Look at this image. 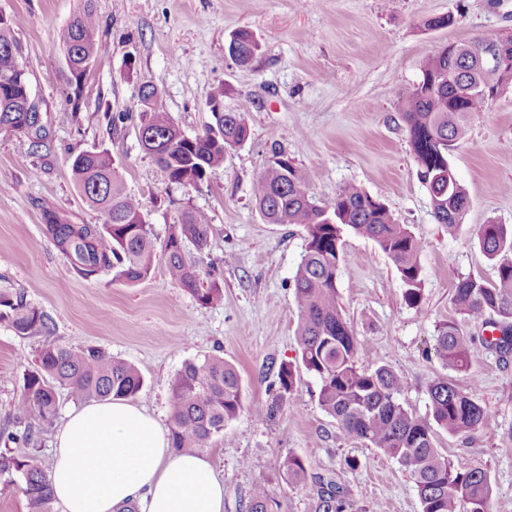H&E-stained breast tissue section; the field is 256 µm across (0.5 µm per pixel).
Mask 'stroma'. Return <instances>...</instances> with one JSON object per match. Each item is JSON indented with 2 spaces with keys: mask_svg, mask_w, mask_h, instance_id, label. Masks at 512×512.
Segmentation results:
<instances>
[{
  "mask_svg": "<svg viewBox=\"0 0 512 512\" xmlns=\"http://www.w3.org/2000/svg\"><path fill=\"white\" fill-rule=\"evenodd\" d=\"M82 4L0 0L47 132L43 147L27 133L0 138V293H24L49 318L51 339L96 346L138 366L145 382L133 402L164 424L171 382L186 361L217 354L234 364L242 408L206 450L224 482V512H247L260 483L271 493L272 512H320L324 481L336 485L347 512H421L410 474L343 437L319 407L312 374L297 373L293 392L280 395L278 369L298 357L294 276L307 233L297 224L266 223L252 188L281 151L306 170L315 197H334L356 183L418 238V304L405 302L391 259L352 233L345 236L337 288L344 317L371 346L369 366L399 373L400 402L426 415L428 388L447 373L435 351L439 326L455 320L464 334L485 330L484 323L459 320L452 295L459 278H496L476 237L479 225H512V86L473 116L467 141L450 157L469 197L453 234L436 222L417 178L399 101L442 46L512 31V0H95L99 37L85 77L91 91L78 96L61 33ZM448 14L452 25L427 28L429 18ZM240 28L260 43L245 67L227 52L230 34ZM145 82L159 87L161 106L190 136L211 120L212 90L227 85L225 105L242 97L251 102L248 141L208 182L170 183L139 140L137 90ZM118 112L125 118L116 124ZM102 149L141 201L157 242L186 213L209 225L202 267L223 287L222 303L200 305L160 263L133 286L108 274L82 276L46 237L45 202L69 223H102L70 170L78 153ZM43 339L0 321V428L18 435L24 427L13 407ZM454 381L494 420L472 435L437 430L436 446L457 468L484 469L493 512H512V358L476 345L470 372ZM291 455L302 459L307 483L287 481L282 462Z\"/></svg>",
  "mask_w": 512,
  "mask_h": 512,
  "instance_id": "1",
  "label": "stroma"
}]
</instances>
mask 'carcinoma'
Wrapping results in <instances>:
<instances>
[{
	"mask_svg": "<svg viewBox=\"0 0 512 512\" xmlns=\"http://www.w3.org/2000/svg\"><path fill=\"white\" fill-rule=\"evenodd\" d=\"M99 28L93 0L84 5L63 30L61 40L70 82L76 95L88 91L84 83L86 59L95 58ZM19 48L11 22L0 15V136L28 130L24 105L30 92L28 73L9 56ZM259 50L252 31H235L228 54L239 66L250 64ZM498 69L479 67L474 55L457 54L444 46L421 68L412 90L401 100L417 177L427 188L432 212L452 234L462 223L469 198L451 167L450 153L466 139L474 114L485 110L511 85ZM151 98H138L140 127L149 138L145 150L168 180L179 185H199L224 168L227 154L247 142L250 134L248 100L222 112L215 124L191 139L178 138L170 114ZM74 183L88 206L103 216L100 224H65L54 207L42 206L44 231L65 254L75 270L88 277L112 272V279L135 285L150 274L157 258L165 262L171 280L202 306L224 300L218 281L201 287L199 262L189 249L202 254L209 225L186 214L170 226L163 245H156L146 224L140 200L128 194L106 150L85 151L71 163ZM253 198L270 224H300L307 243L294 277L299 313L298 362L318 380L317 401L347 438L358 439L396 460L413 478L421 512H492V486L485 470H459L435 446V428L450 434H474L492 425L491 413L451 378H441L428 389L430 417H418L399 402L405 381L388 366H363L368 343L356 336L338 302L337 276L344 261V235L351 231L374 241L394 263L405 285L404 300L418 303L421 291L420 242L405 224L395 223L387 206L355 183L344 185L335 197L319 200L310 194L305 171L285 153H276L253 184ZM480 247L495 260L512 251V229L490 220L477 229ZM453 304L465 320L478 322L490 314L499 317L502 336L481 337V343L503 353L512 349V261L496 264V280L463 277L455 283ZM0 320L10 322L20 335L50 331L43 312L30 306L24 295H0ZM476 339L466 336L456 322L438 329L436 351L448 369L465 372L475 352ZM279 389L289 393L295 385V367L278 371ZM141 370L93 347H73L45 337L35 352L33 366L23 373V394L14 418L44 429L57 418L59 392L76 401L106 402L134 397L142 388ZM242 408L241 383L235 367L217 355L186 362L171 384L170 438L172 447L194 451L209 447ZM15 473L28 502L29 512H52L53 496L48 476L31 459L0 456V471ZM288 482L307 480L302 460L283 461ZM266 485L253 490L248 512H271ZM349 504L335 488L322 491V512H346Z\"/></svg>",
	"mask_w": 512,
	"mask_h": 512,
	"instance_id": "obj_1",
	"label": "carcinoma"
}]
</instances>
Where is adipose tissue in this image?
<instances>
[{
	"mask_svg": "<svg viewBox=\"0 0 512 512\" xmlns=\"http://www.w3.org/2000/svg\"><path fill=\"white\" fill-rule=\"evenodd\" d=\"M60 512H224V484L200 452L172 448L162 425L135 404L91 403L55 436L48 475Z\"/></svg>",
	"mask_w": 512,
	"mask_h": 512,
	"instance_id": "ef3b65f1",
	"label": "adipose tissue"
}]
</instances>
